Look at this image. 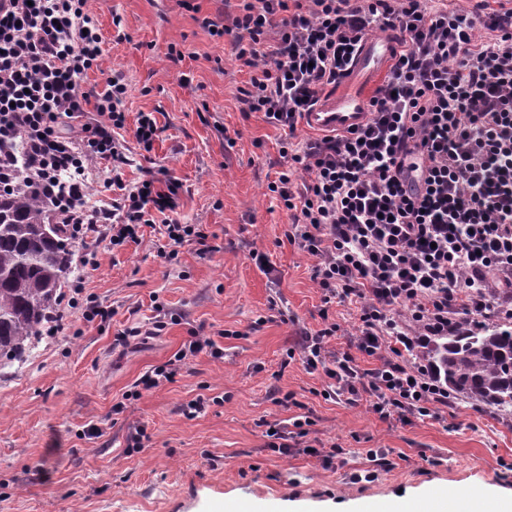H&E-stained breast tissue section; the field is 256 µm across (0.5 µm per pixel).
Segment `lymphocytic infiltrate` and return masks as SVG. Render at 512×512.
I'll return each mask as SVG.
<instances>
[{"instance_id":"1","label":"lymphocytic infiltrate","mask_w":512,"mask_h":512,"mask_svg":"<svg viewBox=\"0 0 512 512\" xmlns=\"http://www.w3.org/2000/svg\"><path fill=\"white\" fill-rule=\"evenodd\" d=\"M236 55L252 70L242 103L295 134L304 112L343 77L374 28L398 33L399 51L370 101L368 120L346 133L295 146L269 184L295 221L286 236L314 262L324 304L352 301L358 322L346 352L329 346V321L300 330L305 367L322 373L325 397L368 398L379 418H435L448 389L423 351L459 316L512 317V8L478 0H240ZM104 56L87 0H0V172L23 142L26 189L56 202L75 236L118 248L137 240L155 213L175 209L179 185L159 190L157 172L111 206L87 205L86 173L111 162L116 185L128 164L113 129L126 121L127 85L84 91ZM420 159L418 194L404 188L405 155ZM224 351L192 335L143 377L150 390L174 381L191 357ZM374 360L362 367L360 357Z\"/></svg>"}]
</instances>
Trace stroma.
Masks as SVG:
<instances>
[{
	"label": "stroma",
	"mask_w": 512,
	"mask_h": 512,
	"mask_svg": "<svg viewBox=\"0 0 512 512\" xmlns=\"http://www.w3.org/2000/svg\"><path fill=\"white\" fill-rule=\"evenodd\" d=\"M89 8L104 61L83 85L104 92L119 72L128 86L115 132L132 159L123 183L169 169L180 184L175 218L202 225L213 250L186 244L162 258L158 223L114 250L76 244L75 253L97 251L84 292L112 316L89 322L64 309L59 335L0 370V512H411L438 498L452 510L464 497L512 506V417L455 400L435 419L383 420L367 403L324 397L323 375L289 357L298 328L317 331L330 317L349 330L356 310L323 304L313 260L287 240L293 214L267 189L286 166L284 133L242 109L251 70L234 56L235 33L218 38L202 24L231 25L237 0ZM173 50L182 61L170 60ZM141 112L161 129L148 153L134 136ZM255 249L272 274L252 260ZM160 319L164 329L148 335ZM134 327L141 336L128 338ZM194 331L223 358L200 353L174 382L130 399ZM198 397L206 410L187 418L183 405ZM120 401L124 412L113 414ZM298 419L309 422L307 444L343 448L344 466L269 448V426L289 431ZM92 423L107 424L105 435L88 436ZM138 425L150 440L131 453Z\"/></svg>",
	"instance_id": "35a3bbf8"
}]
</instances>
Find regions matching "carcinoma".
<instances>
[{"label":"carcinoma","instance_id":"cac0c4a2","mask_svg":"<svg viewBox=\"0 0 512 512\" xmlns=\"http://www.w3.org/2000/svg\"><path fill=\"white\" fill-rule=\"evenodd\" d=\"M50 202L0 190V363L40 336L70 273L75 235L52 222ZM448 391L512 415V322L478 329L468 320L427 348Z\"/></svg>","mask_w":512,"mask_h":512}]
</instances>
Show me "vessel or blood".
I'll list each match as a JSON object with an SVG mask.
<instances>
[{"label":"vessel or blood","instance_id":"b4317fda","mask_svg":"<svg viewBox=\"0 0 512 512\" xmlns=\"http://www.w3.org/2000/svg\"><path fill=\"white\" fill-rule=\"evenodd\" d=\"M396 48L392 33L366 36L346 75L305 113L304 126L321 133H342L363 124L369 116V102L381 85Z\"/></svg>","mask_w":512,"mask_h":512}]
</instances>
